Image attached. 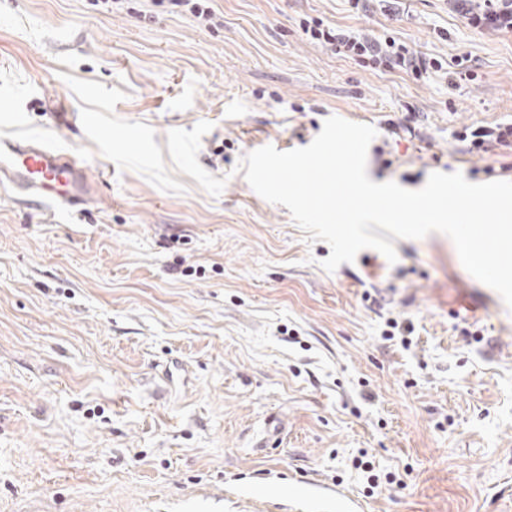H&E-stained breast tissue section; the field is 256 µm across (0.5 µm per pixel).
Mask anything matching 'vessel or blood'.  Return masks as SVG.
Here are the masks:
<instances>
[{
  "label": "vessel or blood",
  "instance_id": "vessel-or-blood-1",
  "mask_svg": "<svg viewBox=\"0 0 512 512\" xmlns=\"http://www.w3.org/2000/svg\"><path fill=\"white\" fill-rule=\"evenodd\" d=\"M0 187L69 208H85L92 198L79 157L25 137L0 138Z\"/></svg>",
  "mask_w": 512,
  "mask_h": 512
}]
</instances>
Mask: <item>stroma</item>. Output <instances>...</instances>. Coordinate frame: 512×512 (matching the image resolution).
Masks as SVG:
<instances>
[{"label":"stroma","mask_w":512,"mask_h":512,"mask_svg":"<svg viewBox=\"0 0 512 512\" xmlns=\"http://www.w3.org/2000/svg\"><path fill=\"white\" fill-rule=\"evenodd\" d=\"M208 5L0 0V137L78 155L94 190L0 189V512H512V309L438 232L326 272L236 170L336 115L376 129L374 182L512 181V150L457 137L512 122V28L474 26L481 0ZM311 19L476 78L366 66Z\"/></svg>","instance_id":"stroma-1"}]
</instances>
